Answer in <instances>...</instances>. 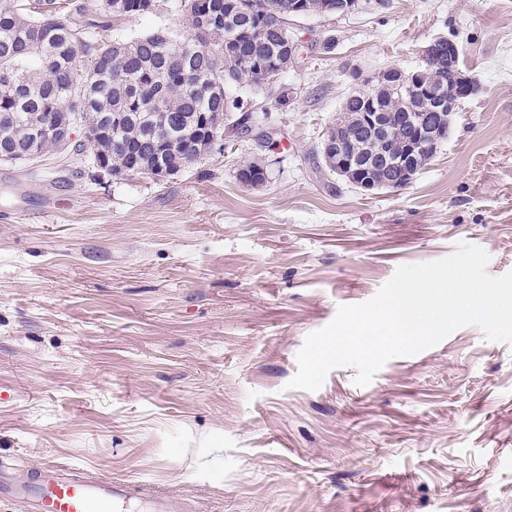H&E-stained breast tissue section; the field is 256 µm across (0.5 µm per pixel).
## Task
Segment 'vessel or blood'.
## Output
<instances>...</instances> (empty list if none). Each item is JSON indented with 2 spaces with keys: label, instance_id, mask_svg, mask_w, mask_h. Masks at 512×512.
<instances>
[{
  "label": "vessel or blood",
  "instance_id": "obj_1",
  "mask_svg": "<svg viewBox=\"0 0 512 512\" xmlns=\"http://www.w3.org/2000/svg\"><path fill=\"white\" fill-rule=\"evenodd\" d=\"M21 500L28 512H175L170 497L142 482L100 478L70 465L44 462L29 481L0 469V498Z\"/></svg>",
  "mask_w": 512,
  "mask_h": 512
}]
</instances>
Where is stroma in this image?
<instances>
[{"label": "stroma", "mask_w": 512, "mask_h": 512, "mask_svg": "<svg viewBox=\"0 0 512 512\" xmlns=\"http://www.w3.org/2000/svg\"><path fill=\"white\" fill-rule=\"evenodd\" d=\"M176 2L109 39L180 24ZM388 2L293 18L295 63L242 90L259 132L225 127L177 175L0 162L1 465L143 480L188 512H512V345L467 326L367 386L340 367L286 387L305 338L398 267L464 241L512 271V0ZM439 36L479 91L429 165L372 195L325 171L354 76Z\"/></svg>", "instance_id": "35a3bbf8"}]
</instances>
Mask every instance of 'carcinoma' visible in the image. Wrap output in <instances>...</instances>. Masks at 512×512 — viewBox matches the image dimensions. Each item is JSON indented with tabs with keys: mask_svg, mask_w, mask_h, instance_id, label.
I'll list each match as a JSON object with an SVG mask.
<instances>
[{
	"mask_svg": "<svg viewBox=\"0 0 512 512\" xmlns=\"http://www.w3.org/2000/svg\"><path fill=\"white\" fill-rule=\"evenodd\" d=\"M293 2L263 0L261 9L245 15L236 11L234 0H179L190 35L157 29L119 43L120 54L114 42L96 34L108 28L106 21L90 18L94 10L120 16L113 10L115 0H70L63 15L57 0H0V152L80 156L89 145L93 155L106 156L110 175L121 179L151 171L156 164L152 143L161 142L170 175L182 172L202 157L201 114L222 117L230 106L250 114L239 99L226 101V88L260 86L273 65L290 66L274 11H286ZM303 2L308 15L346 14V0ZM446 43L447 38L437 37L425 46L415 69L423 75L419 92H379L377 111L387 113L398 147L414 132L404 113L422 118L439 111L436 123L446 127L461 101L448 95L460 52L448 54ZM438 91L447 101L442 110ZM83 92L89 100L85 140L61 149L37 135L35 127L44 120L82 111L69 99ZM350 130L366 155L381 150L371 129L355 122ZM430 160L427 154L417 158L410 175L395 173L378 190L404 188ZM237 176L256 184L266 179V171L251 160L240 165Z\"/></svg>",
	"mask_w": 512,
	"mask_h": 512,
	"instance_id": "cac0c4a2",
	"label": "carcinoma"
}]
</instances>
